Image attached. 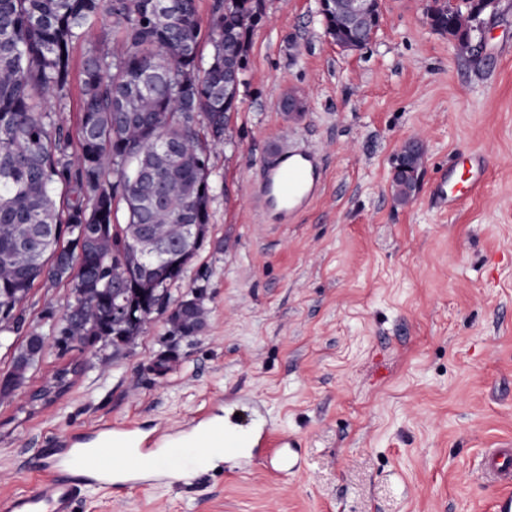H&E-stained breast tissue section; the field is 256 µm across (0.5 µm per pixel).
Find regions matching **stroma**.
I'll return each mask as SVG.
<instances>
[{"instance_id":"stroma-1","label":"stroma","mask_w":512,"mask_h":512,"mask_svg":"<svg viewBox=\"0 0 512 512\" xmlns=\"http://www.w3.org/2000/svg\"><path fill=\"white\" fill-rule=\"evenodd\" d=\"M426 0H381L363 50L325 34L317 0H265L236 112L210 145L209 231L167 296H201L203 331L171 343L164 315L120 352L60 349L74 296L38 279L22 344L46 338L25 385L0 399V502L37 482L28 463L101 427L179 428L248 397L296 440L287 474L228 459L189 481L88 485L76 512H494L485 449L512 442V0L476 22L459 56ZM304 111L281 112L287 93ZM424 146L407 204L392 177L404 143ZM310 148L321 197L290 224L265 223L249 185L274 155ZM485 184L454 209L433 181L463 151ZM69 387L54 392L58 370Z\"/></svg>"}]
</instances>
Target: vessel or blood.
<instances>
[{"label": "vessel or blood", "mask_w": 512, "mask_h": 512, "mask_svg": "<svg viewBox=\"0 0 512 512\" xmlns=\"http://www.w3.org/2000/svg\"><path fill=\"white\" fill-rule=\"evenodd\" d=\"M324 185L323 159L318 152H288L266 163L264 173L251 191L265 216L277 224L294 220L314 200ZM243 402L233 403L232 415L223 426L210 425L208 414L195 416L190 425L205 430L207 445L229 458L260 462L293 447V439L272 440L271 427L260 432H241L237 415ZM98 445L83 448L77 436L66 438L53 457L37 458L32 469L41 473L42 481L33 489L17 493L0 503V512H74L75 504L88 477L104 485L122 483L139 485L140 475L157 470L156 449L180 464L194 466L197 453L189 452L175 431L143 432L133 422L116 423L102 428ZM482 479L512 486V448H495L482 459Z\"/></svg>", "instance_id": "b4317fda"}]
</instances>
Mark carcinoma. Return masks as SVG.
Segmentation results:
<instances>
[{
    "label": "carcinoma",
    "instance_id": "obj_1",
    "mask_svg": "<svg viewBox=\"0 0 512 512\" xmlns=\"http://www.w3.org/2000/svg\"><path fill=\"white\" fill-rule=\"evenodd\" d=\"M253 0H237L224 10L213 0L207 29H202L197 0H0V329L21 323V303L45 267L72 284L73 307L82 315L59 323L57 341L92 333L84 323L101 326L100 335L116 336L107 310L112 307V276L120 271L137 224L151 225L160 237L175 236L179 224L200 225L198 243L176 255V267L162 270L164 285L180 280L204 241L211 220L209 166L201 128L215 142L224 137V89L240 74L254 27L243 23ZM474 0H428L431 27L453 40ZM336 40H366L320 10ZM100 19L119 35L108 53L88 45L81 66L82 106L79 146L69 152L63 118L41 106L52 92L66 97L70 49L86 37L84 26ZM212 47L209 58L202 40ZM142 170L134 180L123 164ZM422 156L402 153L394 173L398 200L408 202L418 186ZM126 205V222L115 223L116 199ZM79 271L72 260L77 247ZM170 333L196 336L204 312L167 316ZM45 348V336L33 332L17 349L8 398L25 384Z\"/></svg>",
    "mask_w": 512,
    "mask_h": 512
}]
</instances>
